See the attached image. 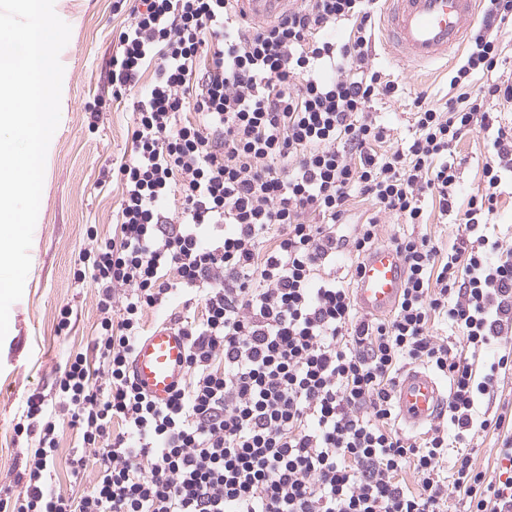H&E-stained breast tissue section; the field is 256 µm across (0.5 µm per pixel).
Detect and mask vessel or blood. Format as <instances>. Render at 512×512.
Masks as SVG:
<instances>
[{"label": "vessel or blood", "instance_id": "obj_1", "mask_svg": "<svg viewBox=\"0 0 512 512\" xmlns=\"http://www.w3.org/2000/svg\"><path fill=\"white\" fill-rule=\"evenodd\" d=\"M298 0H236L240 17L254 23L279 20ZM481 0H384L381 27L388 53L419 68L447 58L459 48L479 16ZM406 270L392 248L374 249L357 278L355 300L361 311H393L404 286ZM188 341L175 326L164 323L139 343L130 370L135 383L159 401L169 398L184 377ZM448 391L428 369L406 368L393 391L397 415L417 428L435 422L445 410Z\"/></svg>", "mask_w": 512, "mask_h": 512}]
</instances>
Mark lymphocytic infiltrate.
I'll list each match as a JSON object with an SVG mask.
<instances>
[{"label":"lymphocytic infiltrate","instance_id":"obj_1","mask_svg":"<svg viewBox=\"0 0 512 512\" xmlns=\"http://www.w3.org/2000/svg\"><path fill=\"white\" fill-rule=\"evenodd\" d=\"M374 8L301 0L259 25L234 0H133L107 73L134 112L132 155L116 169L119 231L88 230L74 271L99 297L93 352L69 355L53 402L27 400L19 427L38 446L0 512H448L453 491L467 512H512L511 475L486 480L464 453L451 476L440 468L487 428L475 403L512 356L479 381L433 331L446 319L479 355L512 326V249L488 232L512 127L484 107L512 104V82L475 83L498 66L512 0H488L447 108L415 97L404 147L370 110L403 91L372 54ZM470 132L489 134L492 156L483 187L464 195L453 149ZM356 194L376 215L351 224ZM429 197L461 212L465 240L444 256L428 238H396L397 307L359 314L337 253L374 248L379 216L423 223ZM194 303L200 317L172 320L190 344L185 377L156 403L129 371L144 314ZM416 361L448 378L451 427L411 443L392 426V393ZM64 420L100 461L77 499L50 470ZM408 467L419 493L399 478Z\"/></svg>","mask_w":512,"mask_h":512}]
</instances>
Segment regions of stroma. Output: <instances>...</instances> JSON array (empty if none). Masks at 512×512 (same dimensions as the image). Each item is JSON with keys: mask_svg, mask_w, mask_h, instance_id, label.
<instances>
[{"mask_svg": "<svg viewBox=\"0 0 512 512\" xmlns=\"http://www.w3.org/2000/svg\"><path fill=\"white\" fill-rule=\"evenodd\" d=\"M56 14L71 27V37L60 53L64 67L62 87L67 107L51 139L49 164L45 170V199L39 209L30 249L31 268L22 298L9 312V329L0 342V488L19 491L33 435L16 432L15 425L31 395L53 398L55 381L70 351L92 344L98 321V294L90 283L73 276L79 254L88 246L86 231L99 235L115 231L112 216L120 198L117 184L101 185L103 166L129 159L128 131L133 115L130 103L115 102L107 84V62L116 32L129 21L127 12L113 9V0H54ZM381 68L404 84L402 97L376 99L372 110L392 130L396 139H408L413 100L426 92L430 101L444 106L448 99V77L458 56L434 66L411 70L376 49ZM486 133L465 135L455 149L457 184L472 192L483 183V168L490 156ZM426 219L406 224L385 218L378 228V243L391 245L399 236L427 237L441 252L459 246L463 232L460 216L441 213L438 202L425 204ZM69 308L70 326L57 328L59 311ZM481 418L503 417L502 428L475 434L466 451L473 467L486 476L497 475L499 450L512 435V369L500 373L493 393L482 396ZM82 444L80 433L61 426L59 448L52 464L58 487L72 496L90 490L98 474L94 460H87L80 480H73L69 459Z\"/></svg>", "mask_w": 512, "mask_h": 512, "instance_id": "1", "label": "stroma"}]
</instances>
